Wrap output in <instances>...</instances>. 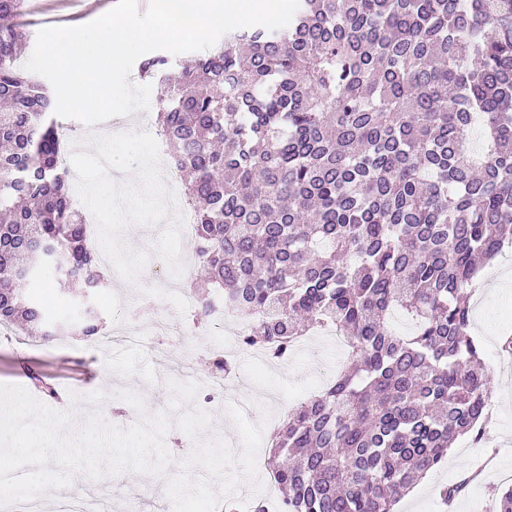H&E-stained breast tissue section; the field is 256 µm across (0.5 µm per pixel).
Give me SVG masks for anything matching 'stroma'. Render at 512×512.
<instances>
[{
	"label": "stroma",
	"instance_id": "35a3bbf8",
	"mask_svg": "<svg viewBox=\"0 0 512 512\" xmlns=\"http://www.w3.org/2000/svg\"><path fill=\"white\" fill-rule=\"evenodd\" d=\"M114 4L115 0H28L27 9L19 18L26 46L34 48L42 28L85 24ZM181 259L185 266L182 278L171 279L166 266L149 265L133 284L124 281L109 265H100L105 284L89 295L64 288L55 267L40 272L29 284L31 293L51 306L60 320L77 314L84 302H91L103 318L100 339L90 343L81 336H62L41 342L12 333L10 338L0 340V383L23 386L35 398L45 399L47 406L57 407V400L44 398L32 382L31 372H39L53 386L80 396L76 413L81 417L96 409L88 402V395L105 392V405L119 408L120 425L124 428L136 423L141 413L167 409L172 399L169 380L180 379L187 366L197 377H205L211 371L210 361L218 353L206 337V321H193V308L176 300L197 272L192 246L183 247ZM500 271L512 273L511 247L496 257L493 269H481L483 286L470 300L471 332L488 360L491 375V420L484 439L477 445L464 438L458 440L447 464L421 480L398 503L396 512H489L491 491L504 487L506 476H512V350L503 348L504 340L512 338V287H499L496 274ZM152 318L185 328V335L168 339L178 361L163 363L141 348L104 345V338L115 328L130 333L142 321ZM347 358L345 348L320 338L303 340L285 361L260 363L243 355L236 369L244 381L234 391L249 400L250 422L264 419L275 426L283 422L289 408L316 394L325 377L336 373ZM121 390L137 393L143 401L142 409L119 399L117 393ZM166 439L172 444L170 452L175 462L165 473L128 470L115 477L92 480L77 472L67 488L42 497L41 508H55L60 499L87 495L94 496L103 507L113 495L121 494L139 504L141 512H173L166 482L179 473V462L190 454L193 443L175 427ZM464 478L469 484L459 497L450 503L441 500L440 487Z\"/></svg>",
	"mask_w": 512,
	"mask_h": 512
}]
</instances>
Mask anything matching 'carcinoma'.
I'll return each mask as SVG.
<instances>
[{
	"label": "carcinoma",
	"instance_id": "1",
	"mask_svg": "<svg viewBox=\"0 0 512 512\" xmlns=\"http://www.w3.org/2000/svg\"><path fill=\"white\" fill-rule=\"evenodd\" d=\"M25 6L0 0V324L95 336V311L64 325L26 288L54 250L100 281L47 87L19 66ZM169 69L140 65L194 208L196 318L221 303L276 361L331 325L350 354L273 437L283 512H395L488 423L469 291L512 244V0H300ZM493 497L512 512L511 487Z\"/></svg>",
	"mask_w": 512,
	"mask_h": 512
}]
</instances>
